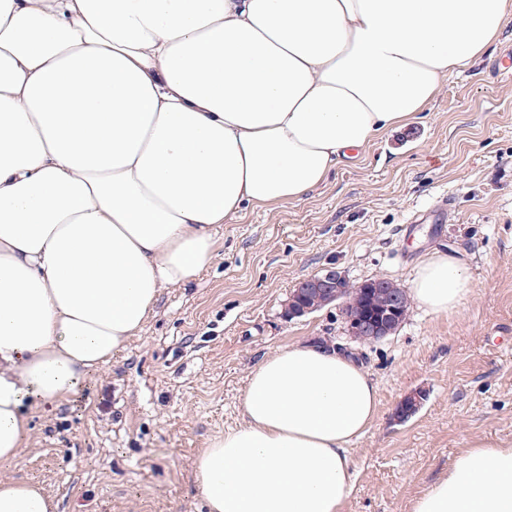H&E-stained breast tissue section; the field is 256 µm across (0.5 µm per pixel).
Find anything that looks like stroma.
Segmentation results:
<instances>
[{"mask_svg": "<svg viewBox=\"0 0 512 512\" xmlns=\"http://www.w3.org/2000/svg\"><path fill=\"white\" fill-rule=\"evenodd\" d=\"M509 54L512 21L416 121L310 197L220 225L212 264L162 289L144 331L70 401L34 411L29 442L0 477L41 484L58 512H206L196 455L241 423L256 362L303 342L355 355L379 388L372 428L350 445L344 512H411L473 441L512 443V79L497 71ZM443 198L440 220L411 223ZM435 251L461 259L471 281L451 313L412 305L394 335L368 346L348 342L338 307L283 315L296 284L325 267L408 289ZM415 391L421 408L399 420Z\"/></svg>", "mask_w": 512, "mask_h": 512, "instance_id": "1", "label": "stroma"}]
</instances>
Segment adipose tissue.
<instances>
[{"label":"adipose tissue","instance_id":"1","mask_svg":"<svg viewBox=\"0 0 512 512\" xmlns=\"http://www.w3.org/2000/svg\"><path fill=\"white\" fill-rule=\"evenodd\" d=\"M511 19L512 0H0V463L28 406L69 401L210 265L217 225L307 199ZM470 288L435 252L412 295L445 314ZM242 404L193 462L208 512H343L379 404L363 366L297 343ZM56 510L0 478V512ZM412 512H512V446L475 442Z\"/></svg>","mask_w":512,"mask_h":512}]
</instances>
